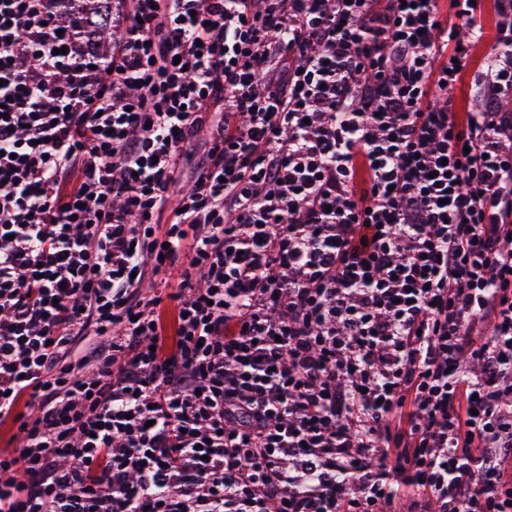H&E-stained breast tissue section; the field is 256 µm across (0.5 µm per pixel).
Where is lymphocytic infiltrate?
<instances>
[{
	"mask_svg": "<svg viewBox=\"0 0 512 512\" xmlns=\"http://www.w3.org/2000/svg\"><path fill=\"white\" fill-rule=\"evenodd\" d=\"M121 2L0 0V512H512V0ZM84 18L95 27L97 34V48L104 54L112 42V21L103 11L98 0H85ZM488 1L485 4V12H484V25L485 32L487 37L483 41V43L479 44L477 49L475 50V61L477 63L481 62L483 56L489 52L496 44L495 42V33H496V21L497 17L494 11V4L492 1L494 0H485Z\"/></svg>",
	"mask_w": 512,
	"mask_h": 512,
	"instance_id": "obj_1",
	"label": "lymphocytic infiltrate"
}]
</instances>
